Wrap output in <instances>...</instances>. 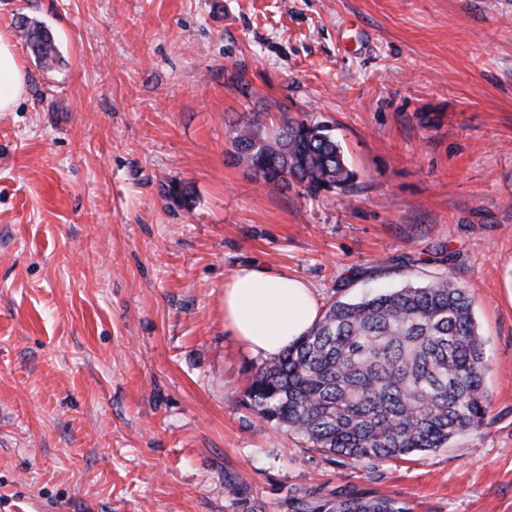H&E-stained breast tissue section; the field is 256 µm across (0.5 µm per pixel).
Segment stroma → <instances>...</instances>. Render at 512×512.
<instances>
[{
	"instance_id": "1",
	"label": "stroma",
	"mask_w": 512,
	"mask_h": 512,
	"mask_svg": "<svg viewBox=\"0 0 512 512\" xmlns=\"http://www.w3.org/2000/svg\"><path fill=\"white\" fill-rule=\"evenodd\" d=\"M0 34L28 75L0 112V512H284L343 487L512 512V0H0ZM286 114L331 128L345 192L235 163L238 121ZM255 264L324 307L470 289L485 426L371 468L266 428L224 325ZM17 28L40 66L44 69L52 68L56 62L57 50L51 33L41 25L28 22L25 17H20Z\"/></svg>"
}]
</instances>
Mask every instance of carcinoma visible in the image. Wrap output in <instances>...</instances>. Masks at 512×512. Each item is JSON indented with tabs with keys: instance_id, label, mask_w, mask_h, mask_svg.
<instances>
[{
	"instance_id": "obj_1",
	"label": "carcinoma",
	"mask_w": 512,
	"mask_h": 512,
	"mask_svg": "<svg viewBox=\"0 0 512 512\" xmlns=\"http://www.w3.org/2000/svg\"><path fill=\"white\" fill-rule=\"evenodd\" d=\"M18 28L40 66L52 68L51 33L24 17ZM315 129L287 118L268 130L248 118L234 130V160L266 183L296 182L310 197L342 192L354 174L330 128ZM166 194L192 203L186 184L172 181ZM489 367L471 292L443 275L334 301L288 350L254 368L245 396L266 426L300 437L329 459L366 464L434 452L479 431L490 408ZM285 506L286 512H409L393 498L342 491L296 493Z\"/></svg>"
}]
</instances>
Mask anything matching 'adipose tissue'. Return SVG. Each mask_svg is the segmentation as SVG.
<instances>
[{
	"label": "adipose tissue",
	"mask_w": 512,
	"mask_h": 512,
	"mask_svg": "<svg viewBox=\"0 0 512 512\" xmlns=\"http://www.w3.org/2000/svg\"><path fill=\"white\" fill-rule=\"evenodd\" d=\"M26 85L14 44L0 34V112L16 107ZM319 314L312 288L288 274L250 265L224 281V324L254 355H279L313 327Z\"/></svg>",
	"instance_id": "1"
}]
</instances>
